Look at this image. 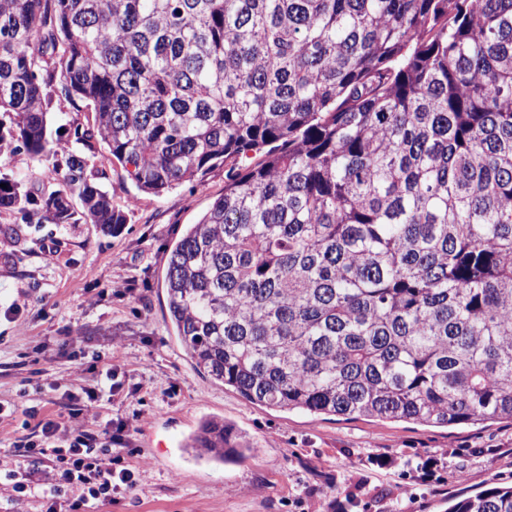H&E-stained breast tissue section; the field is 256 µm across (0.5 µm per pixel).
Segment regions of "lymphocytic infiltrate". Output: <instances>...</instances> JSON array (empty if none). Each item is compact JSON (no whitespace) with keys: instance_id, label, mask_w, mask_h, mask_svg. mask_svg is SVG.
Wrapping results in <instances>:
<instances>
[{"instance_id":"f902f5d3","label":"lymphocytic infiltrate","mask_w":512,"mask_h":512,"mask_svg":"<svg viewBox=\"0 0 512 512\" xmlns=\"http://www.w3.org/2000/svg\"><path fill=\"white\" fill-rule=\"evenodd\" d=\"M60 357L86 368L91 378L66 392L67 421L41 414L39 406L24 409L34 426L15 448L22 457L52 455L51 465L17 471L0 466V491L19 505L40 498L45 512H93L114 495L131 491L140 473L126 465L120 449L129 447L131 429L126 421L103 420L99 407L124 391L120 365L111 355L86 358L74 343L64 342ZM97 429H90V422Z\"/></svg>"}]
</instances>
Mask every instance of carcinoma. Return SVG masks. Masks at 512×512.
Returning a JSON list of instances; mask_svg holds the SVG:
<instances>
[{
    "mask_svg": "<svg viewBox=\"0 0 512 512\" xmlns=\"http://www.w3.org/2000/svg\"><path fill=\"white\" fill-rule=\"evenodd\" d=\"M61 99L93 122L50 129ZM53 135L156 196L262 153L168 257L170 322L214 382L279 411L512 420V0H0V157ZM105 179L69 151L37 195L0 163V213L111 234ZM185 448L252 452L217 417ZM448 512H512V485Z\"/></svg>",
    "mask_w": 512,
    "mask_h": 512,
    "instance_id": "cac0c4a2",
    "label": "carcinoma"
}]
</instances>
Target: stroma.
Masks as SVG:
<instances>
[{"mask_svg":"<svg viewBox=\"0 0 512 512\" xmlns=\"http://www.w3.org/2000/svg\"><path fill=\"white\" fill-rule=\"evenodd\" d=\"M112 203L126 224L105 235L91 224H21L0 215V460L28 469L14 454L25 431L22 408L36 404L66 421L61 386L89 378L59 358L68 339L86 353L113 352L138 397L103 404L102 416L134 427L131 466L137 487L98 512H447L453 499L493 481L512 483V422L455 428L373 418L279 412L210 380L188 358L168 316V252L224 192L216 166L195 186L155 196L137 189L123 167L96 149ZM9 165L35 194L53 190L51 162L21 152ZM26 304L10 306L18 296ZM42 346L39 363L28 354ZM208 417L223 418L253 451L233 463L194 459L186 439ZM438 459L432 478L417 466ZM466 467V481L453 480Z\"/></svg>","mask_w":512,"mask_h":512,"instance_id":"stroma-1","label":"stroma"}]
</instances>
